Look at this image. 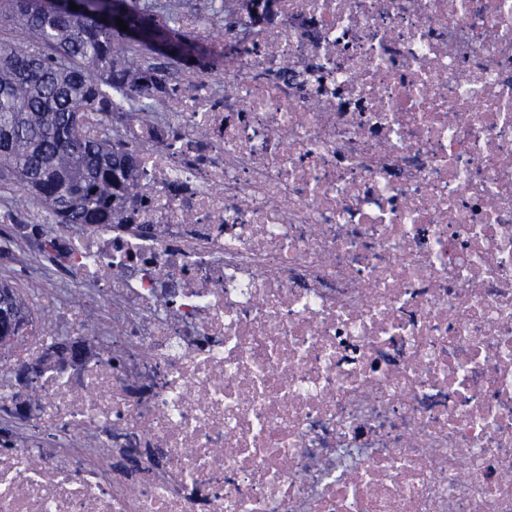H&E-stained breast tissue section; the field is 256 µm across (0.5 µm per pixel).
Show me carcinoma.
Instances as JSON below:
<instances>
[{
  "label": "carcinoma",
  "instance_id": "obj_1",
  "mask_svg": "<svg viewBox=\"0 0 512 512\" xmlns=\"http://www.w3.org/2000/svg\"><path fill=\"white\" fill-rule=\"evenodd\" d=\"M0 0V190L23 207L35 200L59 224H114L116 199L131 186L134 168L116 170L128 153L112 140L115 99L148 112L142 82L133 74L149 43L131 30L181 41L178 59L192 57L190 37L162 28L152 3L125 0L112 19V0Z\"/></svg>",
  "mask_w": 512,
  "mask_h": 512
}]
</instances>
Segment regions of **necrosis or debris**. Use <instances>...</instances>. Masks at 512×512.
<instances>
[{"instance_id":"4bbe7bcc","label":"necrosis or debris","mask_w":512,"mask_h":512,"mask_svg":"<svg viewBox=\"0 0 512 512\" xmlns=\"http://www.w3.org/2000/svg\"><path fill=\"white\" fill-rule=\"evenodd\" d=\"M168 12L119 223L7 279L0 512H512V0ZM0 289V346L4 348L11 345L16 335L25 327L27 310L17 301L13 288L1 284Z\"/></svg>"}]
</instances>
